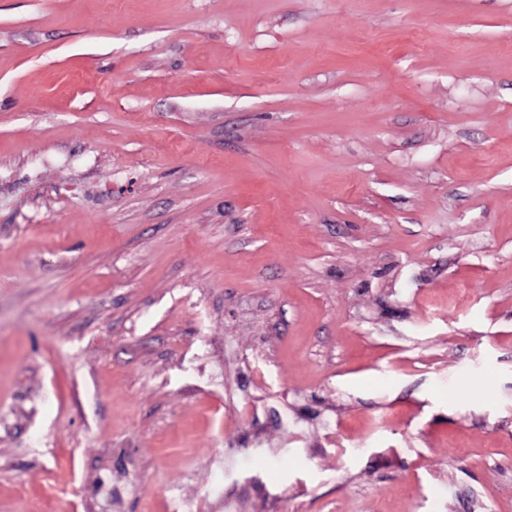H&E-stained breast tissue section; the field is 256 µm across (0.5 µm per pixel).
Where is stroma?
<instances>
[{
  "mask_svg": "<svg viewBox=\"0 0 512 512\" xmlns=\"http://www.w3.org/2000/svg\"><path fill=\"white\" fill-rule=\"evenodd\" d=\"M512 512V0H0V512Z\"/></svg>",
  "mask_w": 512,
  "mask_h": 512,
  "instance_id": "obj_1",
  "label": "stroma"
}]
</instances>
